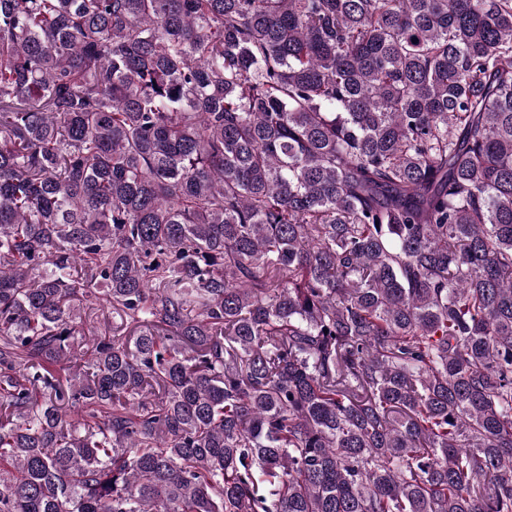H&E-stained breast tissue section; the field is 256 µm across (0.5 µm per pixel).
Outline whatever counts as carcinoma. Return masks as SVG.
I'll return each instance as SVG.
<instances>
[{
	"mask_svg": "<svg viewBox=\"0 0 512 512\" xmlns=\"http://www.w3.org/2000/svg\"><path fill=\"white\" fill-rule=\"evenodd\" d=\"M0 512H512V0H0Z\"/></svg>",
	"mask_w": 512,
	"mask_h": 512,
	"instance_id": "1",
	"label": "carcinoma"
}]
</instances>
